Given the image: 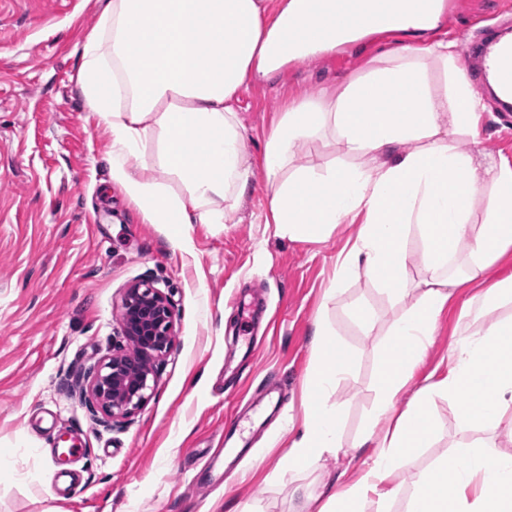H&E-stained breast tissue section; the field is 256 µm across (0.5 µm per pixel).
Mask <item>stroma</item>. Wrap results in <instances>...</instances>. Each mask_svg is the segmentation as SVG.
Returning a JSON list of instances; mask_svg holds the SVG:
<instances>
[{"instance_id":"35a3bbf8","label":"stroma","mask_w":512,"mask_h":512,"mask_svg":"<svg viewBox=\"0 0 512 512\" xmlns=\"http://www.w3.org/2000/svg\"><path fill=\"white\" fill-rule=\"evenodd\" d=\"M496 0H461L440 15L436 35L455 43L481 33ZM102 0H0V512H289L294 481L280 460L308 409L303 379L314 321L326 311L355 369L332 394L346 414L344 451L313 473L322 482L351 476L354 444L376 401L374 376L388 329L401 311L364 276L324 297L336 257L359 227L339 224L319 241L291 239L271 224L263 168L265 141L286 101L335 88L385 50L427 33L377 34L341 52L289 63L269 85L237 103L251 183L224 224H192L176 244L111 185L112 142L89 118L76 86L80 46ZM512 166V114L488 100L478 140L458 138ZM314 173L356 165L332 138L304 143L296 156ZM153 279L175 311L174 342L154 393L128 422L103 426L66 389L78 370L112 351L127 286ZM360 302L376 315L364 329L349 314ZM458 306L441 316L415 393L448 367ZM431 415L437 438L409 459L397 479L447 457L462 427L447 399ZM80 440L76 460L56 451ZM73 470L76 495L60 494L56 474Z\"/></svg>"}]
</instances>
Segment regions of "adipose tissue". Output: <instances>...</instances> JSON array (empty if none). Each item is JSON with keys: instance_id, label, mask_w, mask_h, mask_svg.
Wrapping results in <instances>:
<instances>
[{"instance_id": "obj_1", "label": "adipose tissue", "mask_w": 512, "mask_h": 512, "mask_svg": "<svg viewBox=\"0 0 512 512\" xmlns=\"http://www.w3.org/2000/svg\"><path fill=\"white\" fill-rule=\"evenodd\" d=\"M362 8L389 11L403 32L430 29L437 18L410 0H320L316 10L310 0H105L82 44L76 83L112 139L111 179L129 204L149 223L167 225L176 243L188 225L226 222L253 175L235 108L240 94L289 62L370 35ZM293 25L304 35L292 47ZM454 47L436 39L380 54L336 91L289 102L264 145L269 210L283 233L320 238L339 224L360 227L329 296L361 274L403 307L383 350L374 415L356 443L360 467L308 495L300 512H389L395 476L434 438L436 397L453 403L463 425L512 438V315L462 335L446 373L404 395L447 306L460 303L464 320L512 301V274L459 297L512 252V167L456 145L457 134L478 137L486 105L456 66ZM433 65L449 74L448 88L431 86ZM326 132L369 164L334 168L322 179L295 166L301 145ZM150 133L158 166L184 195L144 175L141 143ZM479 203L487 220L477 226L470 217ZM413 232L433 272L414 285L407 274ZM454 263L461 273H449ZM312 351L309 414L282 458L292 477L341 450L344 411L331 395L349 376L352 356L321 318ZM407 512H512V455L482 439L459 442L452 461L412 476Z\"/></svg>"}]
</instances>
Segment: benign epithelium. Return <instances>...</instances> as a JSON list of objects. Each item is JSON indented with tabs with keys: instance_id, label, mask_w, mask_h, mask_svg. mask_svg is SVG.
<instances>
[{
	"instance_id": "obj_1",
	"label": "benign epithelium",
	"mask_w": 512,
	"mask_h": 512,
	"mask_svg": "<svg viewBox=\"0 0 512 512\" xmlns=\"http://www.w3.org/2000/svg\"><path fill=\"white\" fill-rule=\"evenodd\" d=\"M175 314L166 294L142 279L130 285L121 304L123 342L77 375L76 386L105 421L120 424L150 398L159 365L173 346ZM135 350L129 352L125 345Z\"/></svg>"
}]
</instances>
